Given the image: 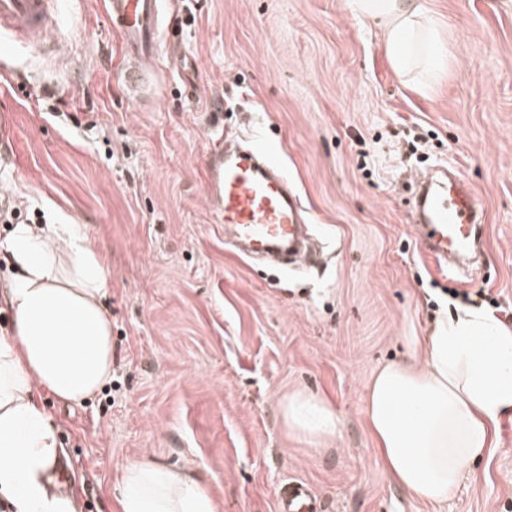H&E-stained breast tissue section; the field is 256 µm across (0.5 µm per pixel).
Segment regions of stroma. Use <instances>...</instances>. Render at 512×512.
<instances>
[{"instance_id": "35a3bbf8", "label": "stroma", "mask_w": 512, "mask_h": 512, "mask_svg": "<svg viewBox=\"0 0 512 512\" xmlns=\"http://www.w3.org/2000/svg\"><path fill=\"white\" fill-rule=\"evenodd\" d=\"M160 91L134 105L104 0H66L53 59L0 49V185L17 221L50 208L108 258L112 379L80 406L42 394L74 502L117 512L128 460L203 480L215 512H275L308 482L325 512H512V416L448 503L386 472L364 413L382 364L409 359L437 314L484 290L512 307V0H428L450 62L430 87L391 67L347 0H171ZM276 140L311 213L319 263L239 254L206 195L220 134ZM461 172L486 213L479 273L462 284L421 251L405 171ZM313 392L339 419L315 446L281 405Z\"/></svg>"}]
</instances>
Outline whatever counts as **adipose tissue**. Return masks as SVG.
Listing matches in <instances>:
<instances>
[{
  "label": "adipose tissue",
  "mask_w": 512,
  "mask_h": 512,
  "mask_svg": "<svg viewBox=\"0 0 512 512\" xmlns=\"http://www.w3.org/2000/svg\"><path fill=\"white\" fill-rule=\"evenodd\" d=\"M381 30L396 73L414 53L438 73L448 44L427 0H351ZM12 271L0 327V496L11 512H74L58 483V425L41 392L80 405L112 377V319L105 306L109 266L83 225L53 214L47 224H19L9 241ZM296 435L333 440L340 419L321 396L296 392L282 405ZM512 414V327L475 306L433 325L409 363L377 369L365 415L383 465L411 496L448 501L470 465L495 445ZM119 512H214L203 482L152 463L129 461L114 493Z\"/></svg>",
  "instance_id": "ef3b65f1"
}]
</instances>
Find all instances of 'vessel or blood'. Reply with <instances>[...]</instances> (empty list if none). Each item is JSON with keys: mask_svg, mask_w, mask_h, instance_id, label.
Returning <instances> with one entry per match:
<instances>
[{"mask_svg": "<svg viewBox=\"0 0 512 512\" xmlns=\"http://www.w3.org/2000/svg\"><path fill=\"white\" fill-rule=\"evenodd\" d=\"M165 0H106V19L119 39L128 82L139 79L142 66L161 57L171 28ZM60 0H0V43L38 49L49 45V27ZM206 190L224 220V228L245 257L283 252L302 261L303 230L310 220L300 196L270 146L244 147L216 141L206 172ZM412 203L428 255L449 272L471 279L461 267L482 231L483 208L465 179L441 171L417 182ZM321 505L308 484L288 481L276 495V512H319Z\"/></svg>", "mask_w": 512, "mask_h": 512, "instance_id": "vessel-or-blood-1", "label": "vessel or blood"}]
</instances>
